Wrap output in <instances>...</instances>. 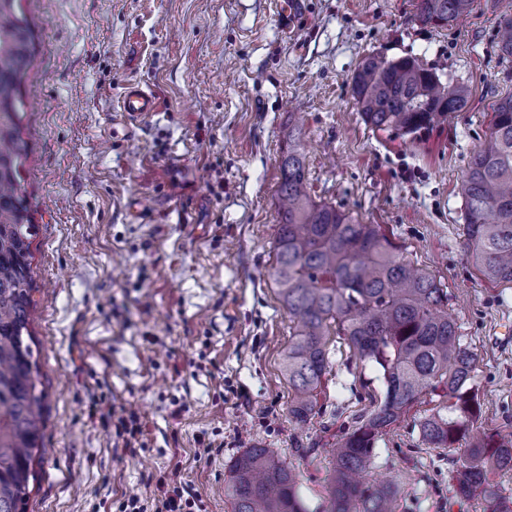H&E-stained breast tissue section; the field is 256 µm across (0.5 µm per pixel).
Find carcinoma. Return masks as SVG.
<instances>
[{
    "label": "carcinoma",
    "instance_id": "1",
    "mask_svg": "<svg viewBox=\"0 0 512 512\" xmlns=\"http://www.w3.org/2000/svg\"><path fill=\"white\" fill-rule=\"evenodd\" d=\"M472 0H417L416 19L443 27L468 15ZM35 36L21 0H0V512H25L46 399L30 331L36 291L32 243L38 234L23 171V77ZM499 54L512 59V13L499 17ZM362 121L377 130L415 134L459 111L468 87L444 82L419 59L366 57L352 77ZM276 195L275 264L280 303L292 318L283 359L288 415L306 423L317 414L329 368L330 337L377 373L383 393L331 449L327 512H397L394 480L367 485L375 445L421 399L444 401L420 423L430 448L469 439L452 471L455 496L492 492L491 477L512 471V437L478 431L481 404L473 355L448 316V291L432 272L406 260L379 224H365L311 194L301 130L288 127ZM463 245L478 273L512 283V93L493 109L485 142L459 185ZM224 494L231 512H305L295 468L269 448L243 449L230 463Z\"/></svg>",
    "mask_w": 512,
    "mask_h": 512
}]
</instances>
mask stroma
<instances>
[{"mask_svg": "<svg viewBox=\"0 0 512 512\" xmlns=\"http://www.w3.org/2000/svg\"><path fill=\"white\" fill-rule=\"evenodd\" d=\"M22 4L39 36L22 94L47 450L26 512H119L126 494L157 497L171 473L200 492L198 512H230L224 475L253 445L286 458L308 512H325L327 450L382 384L336 338L319 414L303 426L288 415L290 321L270 270L295 112L314 196L382 225L441 279L475 358L478 427L512 434V285L470 262L458 193L493 104L512 93V62L496 51L497 16L512 0H474L447 27L419 23L415 0H303L289 21L274 0ZM371 54L443 69L469 100L414 135L372 130L351 92ZM130 83L157 101L133 124L116 107ZM439 403L424 398L379 439L370 476L400 478V512H493L491 500L454 495L464 444L422 440ZM132 413L146 431L131 454L116 425Z\"/></svg>", "mask_w": 512, "mask_h": 512, "instance_id": "stroma-1", "label": "stroma"}]
</instances>
